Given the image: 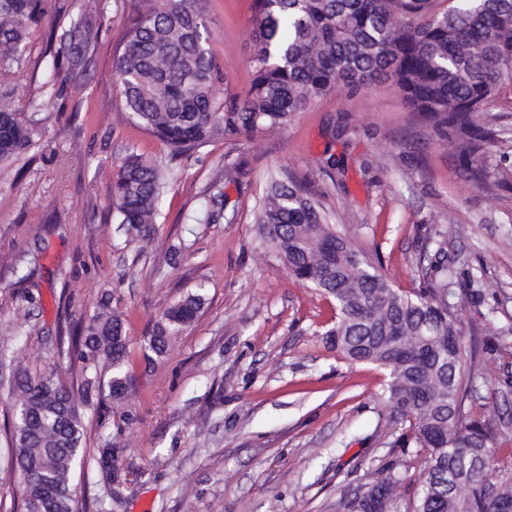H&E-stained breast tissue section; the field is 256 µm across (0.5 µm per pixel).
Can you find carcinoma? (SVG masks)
<instances>
[{
    "label": "carcinoma",
    "mask_w": 512,
    "mask_h": 512,
    "mask_svg": "<svg viewBox=\"0 0 512 512\" xmlns=\"http://www.w3.org/2000/svg\"><path fill=\"white\" fill-rule=\"evenodd\" d=\"M47 0H0V69L20 68L31 30L46 17ZM130 12L122 49L113 60L126 112L166 148L161 161L129 151L113 180L118 223L130 239L148 238L158 217L164 172L222 134L251 135L288 124L313 99L336 90L391 81L405 102L451 134L477 184L486 173L480 151L490 140L480 114L512 83V0H254L253 78L247 89L217 101L223 74L211 52L206 0H126ZM46 36L52 76L83 69L98 41L93 16L69 21L58 47ZM23 113L0 110V161L34 142ZM261 243L301 282L333 302L326 342L344 358L386 375L382 399L401 430L395 447L424 456L412 512H512V470L494 463L498 433L466 402L472 396L476 348L463 345L450 298L445 259L448 233L438 231L434 257L418 260L419 288L405 294L380 272V260L358 249L331 224L315 192L294 173L269 180L256 217ZM202 290L166 308L141 344L151 364L199 316ZM129 340L108 302L67 327L58 356L80 364L72 385L54 374L19 377V406L9 432L10 466L26 474L19 501L5 512H106L78 494L77 466L86 454L80 405L124 398L130 384ZM102 478L116 479L109 447L98 450ZM367 491L343 502L344 512H398L386 499L406 479L383 464Z\"/></svg>",
    "instance_id": "carcinoma-1"
}]
</instances>
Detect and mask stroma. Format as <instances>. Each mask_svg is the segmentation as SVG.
<instances>
[{"label": "stroma", "instance_id": "1", "mask_svg": "<svg viewBox=\"0 0 512 512\" xmlns=\"http://www.w3.org/2000/svg\"><path fill=\"white\" fill-rule=\"evenodd\" d=\"M60 2L72 16L97 7L102 26L64 99L41 62L46 28L32 30L21 69L0 70V105L23 110L39 133L0 163V498L22 493L5 465L15 378L52 370L71 381L59 329L105 296L129 336L131 385L123 402L82 407L85 446L111 444L135 477L109 486L87 463L77 478L107 512H343L390 459L407 476L397 495L409 512L423 459L393 445L383 371L327 344L330 301L259 239L255 213L279 168L323 192L337 230L379 256L403 291L418 285L426 238L447 232L448 272L471 292L457 303L464 344L502 339L476 358L472 406L498 432L495 460L512 466V385L503 382L512 372V85L479 118L494 133L482 150L485 184L382 82L317 98L286 126L212 139L182 160L153 234L132 241L113 211V175L127 149L157 159L165 147L132 122L115 83L121 0ZM205 14L221 100L244 91L254 70L253 0H207ZM327 151L342 162V183L322 169ZM230 157L245 161L243 174H225ZM201 285L199 318L145 364L141 344L160 311Z\"/></svg>", "mask_w": 512, "mask_h": 512}]
</instances>
